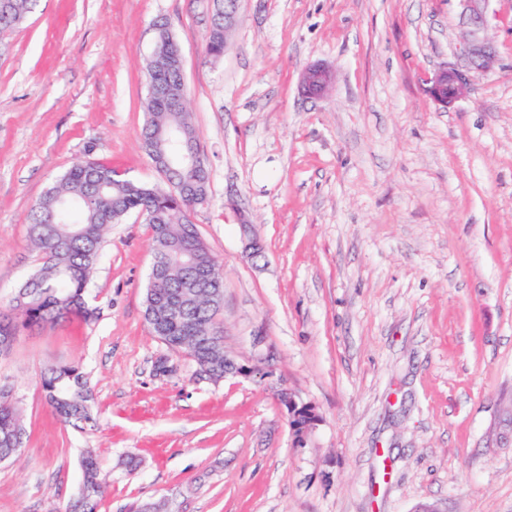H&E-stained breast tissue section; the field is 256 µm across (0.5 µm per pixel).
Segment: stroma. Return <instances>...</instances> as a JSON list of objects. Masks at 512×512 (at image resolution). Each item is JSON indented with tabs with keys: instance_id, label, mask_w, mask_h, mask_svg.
<instances>
[{
	"instance_id": "1",
	"label": "stroma",
	"mask_w": 512,
	"mask_h": 512,
	"mask_svg": "<svg viewBox=\"0 0 512 512\" xmlns=\"http://www.w3.org/2000/svg\"><path fill=\"white\" fill-rule=\"evenodd\" d=\"M213 0H35L0 33V307L38 264L28 216L91 157L160 179L141 139L158 21L184 60L209 173L194 222L224 274L214 381L144 317L151 230L113 225L92 320L20 328L0 382L25 435L0 462V512H64L98 456L99 512H512V0H492L497 61L444 109L461 0H239L222 57ZM333 78L306 97L303 71ZM250 225L265 258L244 254ZM79 365L96 426L62 423L42 372ZM313 404L295 446L277 398ZM236 3L237 0L224 1V22L219 18L209 26L205 41V52L207 55L218 58L224 54L225 36L236 22Z\"/></svg>"
}]
</instances>
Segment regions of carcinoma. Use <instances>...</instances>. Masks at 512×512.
<instances>
[{
	"instance_id": "cac0c4a2",
	"label": "carcinoma",
	"mask_w": 512,
	"mask_h": 512,
	"mask_svg": "<svg viewBox=\"0 0 512 512\" xmlns=\"http://www.w3.org/2000/svg\"><path fill=\"white\" fill-rule=\"evenodd\" d=\"M35 0H0V32L19 26L31 12ZM207 55L224 54V22L209 26L205 41ZM148 77L178 93L182 86L180 47L168 29L158 32ZM147 119L142 129L143 147L148 155L159 151L177 152L179 141L164 143L155 137L158 127H169L182 135L197 136L188 118L186 102L173 107L146 103ZM168 186L148 185L124 177L112 166L86 158L67 171L32 208L28 233L40 254V264L20 285L13 298L26 326L55 325L73 318L92 316L89 288L107 232L126 212L149 205L156 212L150 225L152 249L170 255L159 288L145 294V313L153 335L174 346L192 347L194 362L205 364L213 378H224V347L211 342L209 332L219 327L217 317L222 301L195 296L181 302L188 325L171 316L170 303L182 288L197 277L223 279V273L195 225L186 222L178 199L167 194ZM41 388L51 410L64 422L94 425L89 405L90 390L85 375L75 365H57L41 375ZM25 429L10 387L0 385V460H9L22 448L17 436ZM83 482L66 512H99L101 484L95 456L81 460Z\"/></svg>"
}]
</instances>
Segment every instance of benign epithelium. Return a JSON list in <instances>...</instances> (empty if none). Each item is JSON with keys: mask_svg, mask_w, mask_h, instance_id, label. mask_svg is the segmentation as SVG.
I'll list each match as a JSON object with an SVG mask.
<instances>
[{"mask_svg": "<svg viewBox=\"0 0 512 512\" xmlns=\"http://www.w3.org/2000/svg\"><path fill=\"white\" fill-rule=\"evenodd\" d=\"M464 4L467 22L470 27L469 38L459 47V57L464 65L450 63L440 69L432 78L428 88L429 95L442 108L447 109L457 101L468 96L473 78L487 73L496 60V50L481 32L488 24V5L491 0H461ZM331 81V74L322 65H311L304 71L301 80L303 93L310 97H319ZM202 159L198 144L191 140L183 143L182 162L188 168H195ZM182 197L185 211L189 218H194L200 197L195 187L189 184H179L171 187ZM18 327L12 325L5 328L0 336V358L11 355L17 340ZM254 368L241 364L229 352H224V376H247ZM277 398L285 409L288 426L293 438V444L300 446L305 443L308 435L321 421L314 406L298 402L286 388L277 392Z\"/></svg>", "mask_w": 512, "mask_h": 512, "instance_id": "obj_1", "label": "benign epithelium"}]
</instances>
